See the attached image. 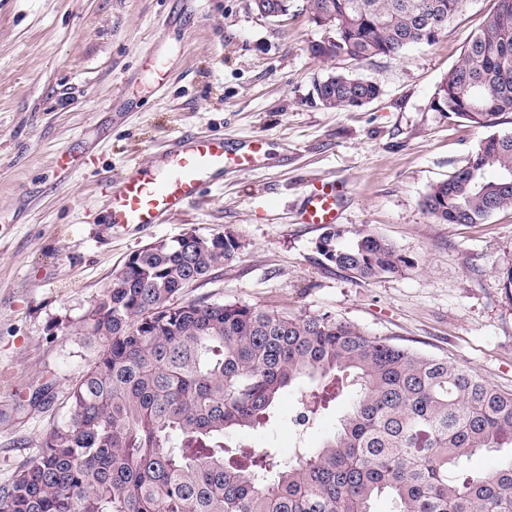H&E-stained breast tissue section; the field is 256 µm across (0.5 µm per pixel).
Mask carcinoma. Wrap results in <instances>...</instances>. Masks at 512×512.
Returning a JSON list of instances; mask_svg holds the SVG:
<instances>
[{"mask_svg": "<svg viewBox=\"0 0 512 512\" xmlns=\"http://www.w3.org/2000/svg\"><path fill=\"white\" fill-rule=\"evenodd\" d=\"M467 0H308L313 22L336 13V55L369 61L433 45ZM433 112L491 128L512 115V0H494L439 84ZM372 80L336 73L331 106L379 98ZM512 134L482 139L464 165L433 183L421 205L436 224H484L512 208ZM331 226L318 249L357 278L413 267L388 239L350 248ZM235 257L188 236L139 250L95 300L81 335L94 356L69 392L66 420L0 487V512H512V391L480 375L372 336L325 314L183 300ZM353 392L322 446L288 459L230 445L263 427L279 397L305 380ZM497 469L468 474L482 451Z\"/></svg>", "mask_w": 512, "mask_h": 512, "instance_id": "cac0c4a2", "label": "carcinoma"}]
</instances>
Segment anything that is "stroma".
Wrapping results in <instances>:
<instances>
[{
    "label": "stroma",
    "mask_w": 512,
    "mask_h": 512,
    "mask_svg": "<svg viewBox=\"0 0 512 512\" xmlns=\"http://www.w3.org/2000/svg\"><path fill=\"white\" fill-rule=\"evenodd\" d=\"M493 3L467 0L434 45L359 63L311 54L323 32L306 0L280 22L251 0H0V487L66 417L93 355L79 329L113 272L188 232H228L241 248L185 299L328 313L512 391V297L499 279L512 266V209L436 224L421 206L487 135L430 101ZM335 71L377 82L381 96L325 109L315 86ZM185 133L223 136L231 151L256 137L266 153L167 223L111 229L109 187ZM319 180L346 187L343 245L368 230L413 268L363 280L326 261L324 226L301 221ZM313 389L286 392L278 420L241 441L286 458L296 443L319 447L350 397L319 398L300 440L292 419Z\"/></svg>",
    "instance_id": "obj_1"
}]
</instances>
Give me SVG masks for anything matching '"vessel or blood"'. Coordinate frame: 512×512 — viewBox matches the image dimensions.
I'll return each instance as SVG.
<instances>
[{
  "label": "vessel or blood",
  "mask_w": 512,
  "mask_h": 512,
  "mask_svg": "<svg viewBox=\"0 0 512 512\" xmlns=\"http://www.w3.org/2000/svg\"><path fill=\"white\" fill-rule=\"evenodd\" d=\"M263 150L252 139L228 153L223 137L182 136L152 159L131 168L107 195L108 221L114 228L163 224L178 215L204 188L223 180L226 172L254 166ZM345 187L320 181L305 198L303 221L334 224L341 216Z\"/></svg>",
  "instance_id": "b4317fda"
}]
</instances>
